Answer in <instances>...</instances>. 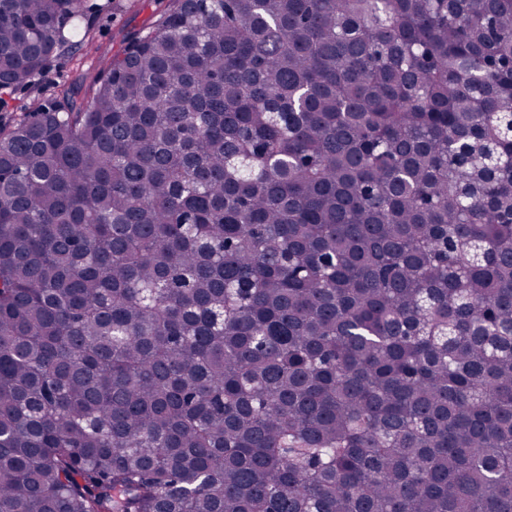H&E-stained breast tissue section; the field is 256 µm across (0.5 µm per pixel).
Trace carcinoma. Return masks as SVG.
Masks as SVG:
<instances>
[{"mask_svg": "<svg viewBox=\"0 0 512 512\" xmlns=\"http://www.w3.org/2000/svg\"><path fill=\"white\" fill-rule=\"evenodd\" d=\"M0 512H512V0H168L0 123Z\"/></svg>", "mask_w": 512, "mask_h": 512, "instance_id": "obj_1", "label": "carcinoma"}]
</instances>
